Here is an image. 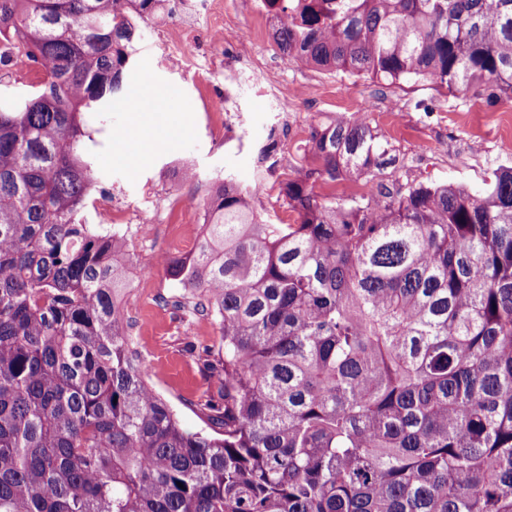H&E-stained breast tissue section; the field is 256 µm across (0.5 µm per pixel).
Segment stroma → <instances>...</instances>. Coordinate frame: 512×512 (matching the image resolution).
Returning <instances> with one entry per match:
<instances>
[{"instance_id":"stroma-1","label":"stroma","mask_w":512,"mask_h":512,"mask_svg":"<svg viewBox=\"0 0 512 512\" xmlns=\"http://www.w3.org/2000/svg\"><path fill=\"white\" fill-rule=\"evenodd\" d=\"M249 2L238 0L239 20L252 33L244 47L226 41L220 13L195 29L193 54L185 60L176 47L180 33L174 16H160L152 27L142 28L129 81L152 85L174 109L188 110V131L156 146L134 170L116 159L124 146L120 137L96 159L100 189L118 205L117 222L153 227L151 248L126 243L130 336L148 383L175 406L181 425L194 431L203 423L189 403L212 384L189 347L215 343L216 331L209 320L189 317L170 304L176 284L152 265L161 253L188 255V248H174L173 236L178 227L200 222L213 171L224 172L247 190L262 184L254 206L263 223H293L296 215L281 187L301 166H315V159L304 154L311 128L351 117L365 106L370 126L387 150L378 175L384 183H448L479 190L493 170L512 166V102L490 104L424 82L391 84L298 65L279 51L270 19L251 12ZM219 49L226 71L238 68L239 56L251 52L263 66L271 92L256 94L250 79L229 81L212 70L210 60ZM228 97L236 112L230 124L224 112ZM186 163L197 171L191 189L179 184L180 167Z\"/></svg>"}]
</instances>
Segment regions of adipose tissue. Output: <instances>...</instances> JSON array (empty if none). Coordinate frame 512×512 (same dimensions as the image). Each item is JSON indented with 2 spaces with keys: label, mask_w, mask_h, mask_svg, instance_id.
<instances>
[{
  "label": "adipose tissue",
  "mask_w": 512,
  "mask_h": 512,
  "mask_svg": "<svg viewBox=\"0 0 512 512\" xmlns=\"http://www.w3.org/2000/svg\"><path fill=\"white\" fill-rule=\"evenodd\" d=\"M139 94L144 104L135 114L126 147L120 153L122 162L133 167L148 149L176 137L187 128L184 114L171 110L166 99L153 86H142Z\"/></svg>",
  "instance_id": "1"
}]
</instances>
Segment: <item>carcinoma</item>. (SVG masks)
I'll list each match as a JSON object with an SVG mask.
<instances>
[{"instance_id": "carcinoma-1", "label": "carcinoma", "mask_w": 512, "mask_h": 512, "mask_svg": "<svg viewBox=\"0 0 512 512\" xmlns=\"http://www.w3.org/2000/svg\"><path fill=\"white\" fill-rule=\"evenodd\" d=\"M160 2L0 0V66L43 73L0 105V512H512V167L402 189L365 119L311 128L295 223L226 180L163 261L218 329L190 347L205 428L147 384L125 241L80 214ZM271 2L290 61L512 100V0ZM347 175L376 188L314 192Z\"/></svg>"}]
</instances>
